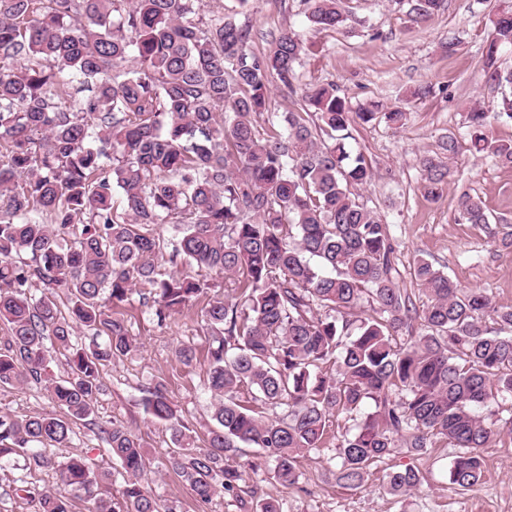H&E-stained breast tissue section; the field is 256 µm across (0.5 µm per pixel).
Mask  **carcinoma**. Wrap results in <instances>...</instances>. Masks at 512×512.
<instances>
[{
    "label": "carcinoma",
    "instance_id": "cac0c4a2",
    "mask_svg": "<svg viewBox=\"0 0 512 512\" xmlns=\"http://www.w3.org/2000/svg\"><path fill=\"white\" fill-rule=\"evenodd\" d=\"M317 31L344 32L345 0H304ZM425 24L447 0H397ZM482 54L487 79L512 88L499 65L512 50V7L488 14ZM249 27L224 14V0H0V387L39 384L60 413L0 415V460L22 456L51 469L94 512H173L141 483L149 458L122 423L98 426L127 475L119 496H103L111 474L82 455L58 461L73 425L95 413L101 372L138 350L114 309L133 288L158 323L201 297L203 275H224L236 292L202 314L207 388L217 403L204 447L164 383L144 387L142 405L172 432L166 467L196 499L224 493L243 501L245 457L272 463L284 489L301 460L343 417L336 480L361 485L373 464L406 448L422 454L443 437L459 449L449 480L483 482L480 449L497 431L477 414L512 393V309L487 291L463 289L420 258L417 308L397 282L390 225L360 202L371 165L347 147L355 121L399 129L406 113L370 102L352 110L336 84L297 90L296 67L314 53L289 27L269 49H250ZM301 96L271 111V86ZM512 120V92L468 113L471 146L512 164V143L491 120ZM426 193L440 196L450 169L422 162ZM458 221L487 224L482 202L458 199ZM175 227L172 240L157 233ZM197 269L164 272L159 261ZM66 296V311L57 298ZM493 314L494 330L484 316ZM91 336L74 341L76 331ZM104 343H98V338ZM66 376L50 370V348ZM421 484L407 467L386 474L390 494ZM33 512H72L71 498L16 488ZM277 498L252 512H283Z\"/></svg>",
    "mask_w": 512,
    "mask_h": 512
}]
</instances>
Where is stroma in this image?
Here are the masks:
<instances>
[{"label":"stroma","instance_id":"obj_1","mask_svg":"<svg viewBox=\"0 0 512 512\" xmlns=\"http://www.w3.org/2000/svg\"><path fill=\"white\" fill-rule=\"evenodd\" d=\"M511 3L448 0L447 10L415 26L391 0H359L358 26L338 34L314 30L302 0H249L243 8L237 0H224L233 19L251 29L254 52H266L270 32L284 26L320 45V53L299 66L301 83L332 82L352 106L377 101L407 112L408 121L399 130L375 121L356 124L349 147L372 162L373 179L359 194L390 225L398 246L399 283L418 305L425 296L416 284L414 267L425 258L444 267L462 287L486 289L496 307L512 308V165L472 153L466 135L470 109L500 95L481 70V53L490 33L488 12ZM426 84L433 86V95L417 98L416 90ZM449 134L460 144L451 159L438 147L441 137ZM427 158L447 162L451 169L448 184L436 199L422 186V162ZM464 192L480 198L489 223H456L457 200ZM229 285V280L215 278L196 305L163 326L139 302L119 307L140 349L103 370L106 390L98 400L96 421L78 423L70 447L86 456L93 468L111 470L113 491L122 489L126 475L109 456L98 425L117 420L142 436L151 458L143 483L176 512H244L239 502L221 494L208 504L198 503L189 486L166 468L169 430L150 422L139 403L142 386L165 381L184 419L199 436H206L213 399L204 387L208 364L201 311L210 300L223 297ZM181 344L196 349L191 365L181 364L174 355ZM52 409L43 386L31 383L0 390V415L23 418ZM481 414L499 433L483 451L482 485L470 490L450 483L456 450L442 440L423 455L397 449L371 469L361 487L342 486L336 481L332 438L303 460L298 486L286 490L274 484L264 465L251 473L249 486L257 496L282 499L283 512H512V433L505 428L512 418V395L496 394ZM405 467L417 469L422 481L410 494L397 497L387 491L384 476ZM19 479L39 490L58 488L53 472L28 470L23 458H12L0 463V512H32L14 492Z\"/></svg>","mask_w":512,"mask_h":512}]
</instances>
